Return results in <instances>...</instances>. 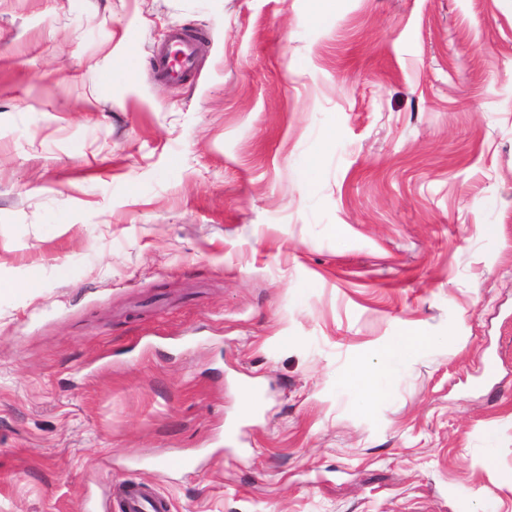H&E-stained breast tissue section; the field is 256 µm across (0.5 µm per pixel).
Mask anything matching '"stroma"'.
<instances>
[{
  "label": "stroma",
  "mask_w": 512,
  "mask_h": 512,
  "mask_svg": "<svg viewBox=\"0 0 512 512\" xmlns=\"http://www.w3.org/2000/svg\"><path fill=\"white\" fill-rule=\"evenodd\" d=\"M319 6L0 0V512H512V0ZM197 34L172 30L164 45L153 52V68L160 80L182 81L196 69V51L203 46ZM439 341L440 339L436 336L408 333L397 342L384 347L374 363L370 361L355 363L348 373L347 382L356 390L360 406L363 409H371L375 403L388 395L387 384L394 376L406 351L426 347ZM118 509L119 512H170L171 502L139 482L128 481L123 487Z\"/></svg>",
  "instance_id": "1"
}]
</instances>
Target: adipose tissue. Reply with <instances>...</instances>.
Returning a JSON list of instances; mask_svg holds the SVG:
<instances>
[{"label":"adipose tissue","instance_id":"1","mask_svg":"<svg viewBox=\"0 0 512 512\" xmlns=\"http://www.w3.org/2000/svg\"><path fill=\"white\" fill-rule=\"evenodd\" d=\"M434 342V337L409 333L384 347L375 361L355 363L348 373L347 381L356 390L361 407L372 408L387 396V385L406 351L426 347Z\"/></svg>","mask_w":512,"mask_h":512}]
</instances>
